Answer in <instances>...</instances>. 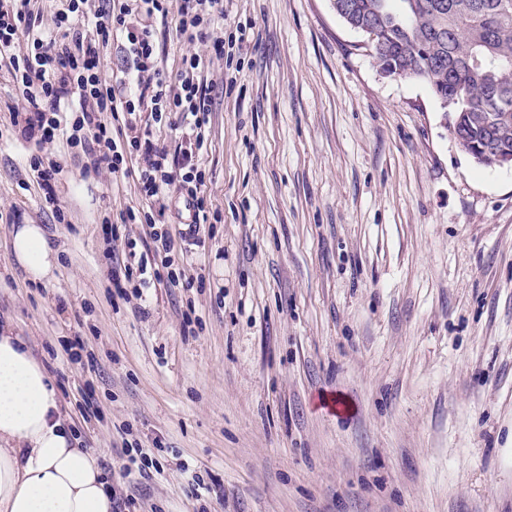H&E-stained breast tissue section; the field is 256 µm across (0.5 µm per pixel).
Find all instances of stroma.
Listing matches in <instances>:
<instances>
[{"label": "stroma", "instance_id": "35a3bbf8", "mask_svg": "<svg viewBox=\"0 0 512 512\" xmlns=\"http://www.w3.org/2000/svg\"><path fill=\"white\" fill-rule=\"evenodd\" d=\"M241 27L235 66L204 72L219 220L182 241L178 284L139 296L111 276L157 262L150 225L101 229L138 205L132 179L48 145L57 223L0 65V326L131 512H512V168L464 153L428 84L382 75L330 0H224L225 36ZM19 224L55 243L50 282L15 262ZM132 438L159 469L127 481ZM30 168L36 172L41 190L43 191V202L50 207L57 223H68L66 212L59 205L55 192L56 176L61 172V163L55 156L33 154L29 160Z\"/></svg>", "mask_w": 512, "mask_h": 512}]
</instances>
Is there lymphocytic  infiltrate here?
<instances>
[{
	"label": "lymphocytic infiltrate",
	"mask_w": 512,
	"mask_h": 512,
	"mask_svg": "<svg viewBox=\"0 0 512 512\" xmlns=\"http://www.w3.org/2000/svg\"><path fill=\"white\" fill-rule=\"evenodd\" d=\"M85 2L64 0L48 30L31 0H0V61L24 102L14 125L42 145L65 139L85 156V173L132 178L142 205L121 211V223L160 225L176 187L189 197L196 223H209L211 208L199 193L205 174L198 147L169 154L153 127L171 115L199 134L209 124L213 98L204 71L233 56L224 39V0H100L92 13ZM170 26L190 47L173 76L162 67L167 41L159 36ZM196 44L204 53L193 52ZM111 47L120 50L124 65L107 79L100 62ZM29 166L44 204L57 223H66L55 192L60 162L34 154Z\"/></svg>",
	"instance_id": "obj_1"
}]
</instances>
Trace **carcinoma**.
Returning a JSON list of instances; mask_svg holds the SVG:
<instances>
[{"instance_id": "obj_1", "label": "carcinoma", "mask_w": 512, "mask_h": 512, "mask_svg": "<svg viewBox=\"0 0 512 512\" xmlns=\"http://www.w3.org/2000/svg\"><path fill=\"white\" fill-rule=\"evenodd\" d=\"M391 43L382 68L424 80L433 95L467 91L456 113L470 142L512 154V0H355Z\"/></svg>"}]
</instances>
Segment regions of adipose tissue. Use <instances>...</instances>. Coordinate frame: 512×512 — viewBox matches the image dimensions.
I'll return each instance as SVG.
<instances>
[{"label":"adipose tissue","instance_id":"1","mask_svg":"<svg viewBox=\"0 0 512 512\" xmlns=\"http://www.w3.org/2000/svg\"><path fill=\"white\" fill-rule=\"evenodd\" d=\"M12 253L34 281L57 267L37 224L15 228ZM0 512H112V490L96 460L75 447L48 374L8 333H0Z\"/></svg>","mask_w":512,"mask_h":512}]
</instances>
